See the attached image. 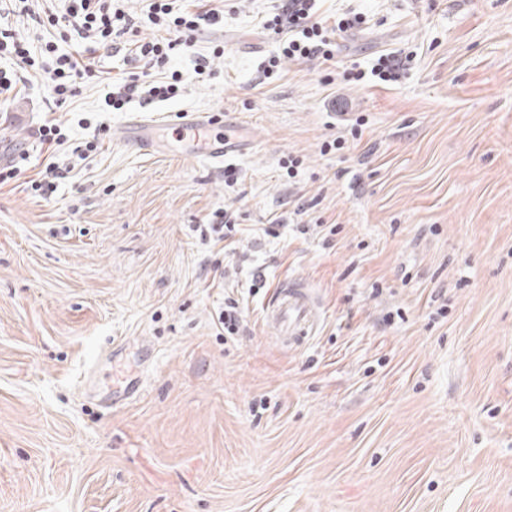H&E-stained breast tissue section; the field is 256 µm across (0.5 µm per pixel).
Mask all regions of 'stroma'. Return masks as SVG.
<instances>
[{
	"label": "stroma",
	"mask_w": 512,
	"mask_h": 512,
	"mask_svg": "<svg viewBox=\"0 0 512 512\" xmlns=\"http://www.w3.org/2000/svg\"><path fill=\"white\" fill-rule=\"evenodd\" d=\"M29 6L0 0L36 48L62 4ZM278 6L224 0L153 68L183 75L168 101L104 111L136 70L119 56L60 107L29 69L0 96V140L27 155L0 184V512H512V0H322L364 29L269 76ZM392 52L398 77L370 76ZM181 112L243 124L249 151L112 139ZM50 163L67 176L47 197ZM217 211L240 227L223 242L198 230ZM290 278L324 312L299 346L264 318Z\"/></svg>",
	"instance_id": "35a3bbf8"
}]
</instances>
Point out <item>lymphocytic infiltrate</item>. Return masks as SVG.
<instances>
[{"mask_svg":"<svg viewBox=\"0 0 512 512\" xmlns=\"http://www.w3.org/2000/svg\"><path fill=\"white\" fill-rule=\"evenodd\" d=\"M63 13H46L49 26L58 36L45 42L39 50L16 40L9 29L0 27V56L15 60L27 67H34L38 58H50L52 64L46 73L54 105H63L75 96L80 81L94 78V63L99 50L116 49L117 41L131 29L120 0H66ZM317 0H281L271 18L263 21L264 29L283 38L280 55L271 56L269 67H277L280 57L296 60L318 59L333 61L336 38L362 27L361 16L347 14L326 22L316 15ZM220 14L215 9L190 10L179 0H148L147 20L154 25H164L166 36L153 40L134 41V54L143 61L145 68L166 64L174 50L194 47L197 34L204 26L216 24ZM86 39L83 50H64L71 37ZM181 77L171 74L169 80L143 86L139 75H129L118 91L109 92L105 104L110 110L120 111L133 99L167 101L180 92Z\"/></svg>","mask_w":512,"mask_h":512,"instance_id":"lymphocytic-infiltrate-1","label":"lymphocytic infiltrate"}]
</instances>
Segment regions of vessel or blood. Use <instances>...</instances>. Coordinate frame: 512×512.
<instances>
[{
	"label": "vessel or blood",
	"instance_id": "1",
	"mask_svg": "<svg viewBox=\"0 0 512 512\" xmlns=\"http://www.w3.org/2000/svg\"><path fill=\"white\" fill-rule=\"evenodd\" d=\"M170 128L176 131L171 142L163 136ZM117 138L145 153L166 151L174 146L180 153L212 163L224 162L237 152L243 141L241 129L225 127L222 116L212 112H186L175 124L161 116L137 115L118 129ZM266 320L281 337L296 343L311 335L320 317L307 285L299 280H286L269 303Z\"/></svg>",
	"mask_w": 512,
	"mask_h": 512
}]
</instances>
